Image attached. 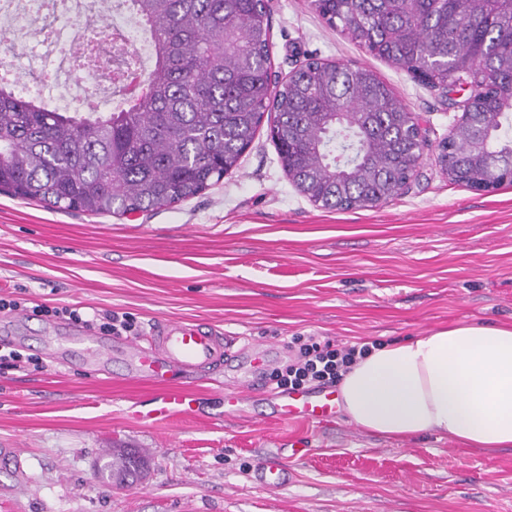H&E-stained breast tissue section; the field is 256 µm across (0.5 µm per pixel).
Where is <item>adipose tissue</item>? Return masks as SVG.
<instances>
[{
	"mask_svg": "<svg viewBox=\"0 0 512 512\" xmlns=\"http://www.w3.org/2000/svg\"><path fill=\"white\" fill-rule=\"evenodd\" d=\"M339 412L394 438L512 447V326L457 325L374 350L337 387Z\"/></svg>",
	"mask_w": 512,
	"mask_h": 512,
	"instance_id": "adipose-tissue-1",
	"label": "adipose tissue"
}]
</instances>
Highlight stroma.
I'll return each mask as SVG.
<instances>
[{
  "instance_id": "stroma-1",
  "label": "stroma",
  "mask_w": 512,
  "mask_h": 512,
  "mask_svg": "<svg viewBox=\"0 0 512 512\" xmlns=\"http://www.w3.org/2000/svg\"><path fill=\"white\" fill-rule=\"evenodd\" d=\"M272 68L313 57L366 67L418 116L427 146L405 191L329 211L299 193L259 129L232 174L201 195L147 213L87 215L0 194V297L133 313L143 326L199 322L265 343L287 360L292 337L388 345L454 325L512 323V183L479 191L449 181L435 148L462 96L424 85L351 42L311 0H265ZM53 331L99 330L24 311L0 313V337L23 360L0 368V512H512V447L488 451L435 433L394 439L337 416L284 422L261 400L221 411L239 385L225 367L192 390L198 411L137 422L156 385L124 361L80 364ZM305 457L292 456L294 441ZM149 452L145 477L118 490L94 465L113 447ZM278 459V490L251 475Z\"/></svg>"
}]
</instances>
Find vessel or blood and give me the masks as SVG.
Returning a JSON list of instances; mask_svg holds the SVG:
<instances>
[{
	"instance_id": "1",
	"label": "vessel or blood",
	"mask_w": 512,
	"mask_h": 512,
	"mask_svg": "<svg viewBox=\"0 0 512 512\" xmlns=\"http://www.w3.org/2000/svg\"><path fill=\"white\" fill-rule=\"evenodd\" d=\"M72 352L83 361L95 364L119 351L129 365V375L145 379L159 391L147 411L137 413L139 422L150 423L193 414L197 398L183 379L187 376L203 381L211 370L234 358V343L214 328L186 321H164L153 324L146 336L107 342L97 336H73L69 339ZM245 381L233 389L221 391L224 408L236 409L247 399L262 396L278 420L303 419L312 423L331 421L336 416V391H277L259 393L255 377L270 369L275 361L267 346L254 345L245 350ZM256 479L268 489L283 487L286 474L282 465L271 461L260 465Z\"/></svg>"
}]
</instances>
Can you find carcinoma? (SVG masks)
Wrapping results in <instances>:
<instances>
[{
    "label": "carcinoma",
    "instance_id": "1",
    "mask_svg": "<svg viewBox=\"0 0 512 512\" xmlns=\"http://www.w3.org/2000/svg\"><path fill=\"white\" fill-rule=\"evenodd\" d=\"M352 42L433 88L468 79L464 130L437 158L451 181L512 167V0H312ZM153 66L138 100L56 112L0 85V191L58 210L147 212L224 179L265 113L283 170L311 202L349 210L389 200L423 157L418 118L372 70L307 58L270 81L260 0H128ZM148 467L112 449L100 474L130 486Z\"/></svg>",
    "mask_w": 512,
    "mask_h": 512
}]
</instances>
